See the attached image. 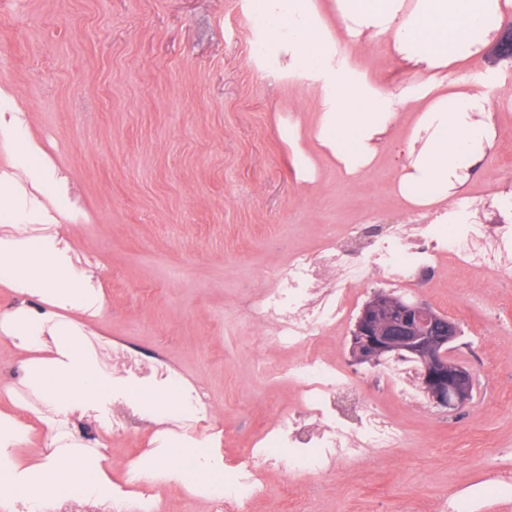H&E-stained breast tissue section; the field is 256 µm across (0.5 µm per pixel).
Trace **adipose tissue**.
<instances>
[{
	"label": "adipose tissue",
	"mask_w": 512,
	"mask_h": 512,
	"mask_svg": "<svg viewBox=\"0 0 512 512\" xmlns=\"http://www.w3.org/2000/svg\"><path fill=\"white\" fill-rule=\"evenodd\" d=\"M511 6L512 0H333L338 26L331 31L314 0H252L276 60L289 74L320 81L313 138L350 179L368 171L387 143L398 118L397 98L353 78L336 59L365 38L388 43L409 74L402 97L414 105L397 145L393 191L407 209L447 216L461 204V192L497 138L486 98L449 87L447 70L483 58ZM0 140L23 142L13 165L34 189L49 183L58 194L66 193L65 181L49 164L35 163L40 147L24 134L14 113L0 112ZM47 221L44 207L27 206L9 187L0 188V283L21 297L6 315L8 333L25 355V380L43 406L44 422L52 426L77 415L100 420L118 401L141 407L159 429L138 470L155 482L186 480L194 449L213 444L208 435L197 439L164 428L191 411V387H178L172 377L113 376L101 369L81 321L103 307L92 275L77 267L58 233H17L19 226ZM32 298L39 308H30ZM29 441L28 429L1 411L0 506L17 512L37 505L51 512L69 496L109 503L118 512L139 507L125 486L113 483L112 468L96 449L50 435L48 454L31 461L25 455Z\"/></svg>",
	"instance_id": "1"
}]
</instances>
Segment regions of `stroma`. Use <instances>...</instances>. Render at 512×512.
Segmentation results:
<instances>
[{
  "label": "stroma",
  "mask_w": 512,
  "mask_h": 512,
  "mask_svg": "<svg viewBox=\"0 0 512 512\" xmlns=\"http://www.w3.org/2000/svg\"><path fill=\"white\" fill-rule=\"evenodd\" d=\"M264 42L251 0H0V51L10 57L0 69L9 91L0 110L18 112L67 182L62 201L49 186L35 198L102 289L101 312L84 320L90 347L104 369L119 371L112 349L123 346L140 367L165 361L207 390L224 465L234 467L304 400L298 383L264 369L297 363L305 350L273 343V323L255 324L249 307L276 289L277 269L334 243L364 278L347 288V314L325 329L317 352L341 371L336 406L346 427L358 430L373 406L397 440L319 474L265 468L252 512H277L287 486L306 512H443L453 499L469 512H512V491L492 490L489 480L490 469L512 471V268L458 277L456 260L438 247L439 214L406 209L392 190L394 148L359 179L345 178L312 138L319 89L289 77ZM353 61L385 89L408 84L383 44L359 47ZM469 68L477 79L468 86L488 97L500 141H512V57L495 44ZM294 121L293 147L280 128ZM298 148L311 157L314 180L297 166ZM506 200L512 155L498 148L458 208V236L477 221L511 246ZM407 224L420 225L413 241L432 257L396 287L374 254ZM378 290L458 323L453 355L476 380L464 408L412 406L375 366L352 362L351 330ZM19 360L0 324V410L13 411L23 386ZM117 414L128 427L123 438L88 417L61 431L116 464L136 460L156 427ZM153 493L161 512H211L187 482H158Z\"/></svg>",
  "instance_id": "1"
}]
</instances>
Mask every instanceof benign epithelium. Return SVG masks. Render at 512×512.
<instances>
[{
    "label": "benign epithelium",
    "mask_w": 512,
    "mask_h": 512,
    "mask_svg": "<svg viewBox=\"0 0 512 512\" xmlns=\"http://www.w3.org/2000/svg\"><path fill=\"white\" fill-rule=\"evenodd\" d=\"M459 335L457 323L427 304L377 292L356 320L350 355L358 364L375 365L390 355L417 363L423 394L439 407L456 410L472 400L475 382L472 370L449 354Z\"/></svg>",
    "instance_id": "1"
}]
</instances>
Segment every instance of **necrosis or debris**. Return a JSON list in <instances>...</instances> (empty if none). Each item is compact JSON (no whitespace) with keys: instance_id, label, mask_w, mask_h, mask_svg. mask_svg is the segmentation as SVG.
<instances>
[{"instance_id":"obj_1","label":"necrosis or debris","mask_w":512,"mask_h":512,"mask_svg":"<svg viewBox=\"0 0 512 512\" xmlns=\"http://www.w3.org/2000/svg\"><path fill=\"white\" fill-rule=\"evenodd\" d=\"M445 247L457 257L463 269L482 264L499 268L512 265L498 240L480 225L462 239L453 233L446 235ZM422 259V253L413 250L409 238L399 234L393 244L377 253L376 266L399 280ZM322 268L338 272L348 285L359 284L363 278L361 271L343 267L335 247L329 245L319 255L304 254L295 258L285 271L278 273V287L274 293L267 300L253 304L249 310L255 321H274V341L281 347L303 345L309 349L308 356L289 367L288 374L304 384L307 396L303 407L315 410L320 423L309 453L297 460L301 468L314 471L322 470L325 459L347 457L355 460L368 450L390 447L396 440L392 423L375 408H366L360 430L353 435L347 432L331 410L329 399L336 387L339 369L324 361L315 347L324 327L343 317L345 306L340 297L321 306L312 303L308 285ZM261 463L269 467L279 465L280 460L272 446L251 449L241 468L225 481L223 491L216 494L215 512H247L258 491L260 474L257 466Z\"/></svg>"}]
</instances>
